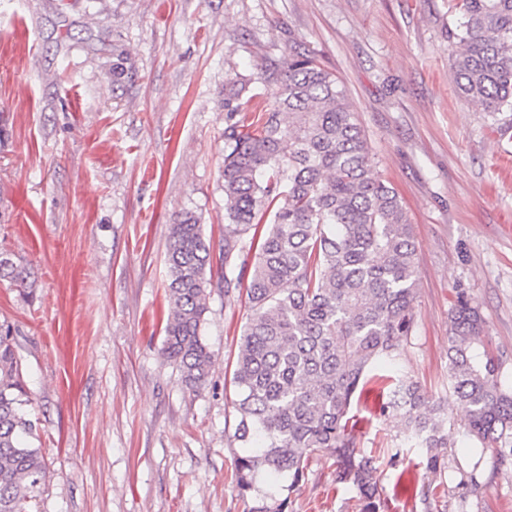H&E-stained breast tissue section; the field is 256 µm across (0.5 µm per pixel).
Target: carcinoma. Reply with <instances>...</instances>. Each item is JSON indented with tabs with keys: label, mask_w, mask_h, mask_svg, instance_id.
Segmentation results:
<instances>
[{
	"label": "carcinoma",
	"mask_w": 512,
	"mask_h": 512,
	"mask_svg": "<svg viewBox=\"0 0 512 512\" xmlns=\"http://www.w3.org/2000/svg\"><path fill=\"white\" fill-rule=\"evenodd\" d=\"M448 28L458 91L487 112H512V0H457ZM269 107L246 116L252 79L224 82V288L250 277V315L234 361L238 422L236 487L257 477L288 480L293 492L309 456L336 459V480L355 489L363 512H382L376 461L357 448L353 399L368 372L398 364L415 328L417 270L412 225L397 192L374 171L345 90L317 59L293 50L263 78ZM239 258V267L231 260ZM169 309L164 357L194 389L213 354L203 340L213 256L190 212L170 225ZM0 280L25 292L31 271L0 252ZM480 311L462 299L448 347L449 399L469 417V433L512 448V385L482 346ZM32 398L11 330L0 326V512H34L47 467L30 445ZM400 411L404 442L423 449L426 474L442 475L454 442L447 407L408 377L395 379L382 411ZM288 497H264L251 512H288Z\"/></svg>",
	"instance_id": "1"
}]
</instances>
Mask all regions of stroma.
I'll return each mask as SVG.
<instances>
[{
    "mask_svg": "<svg viewBox=\"0 0 512 512\" xmlns=\"http://www.w3.org/2000/svg\"><path fill=\"white\" fill-rule=\"evenodd\" d=\"M453 0H0V249L34 274L0 283L48 473L41 512H250L231 478V383L245 288L224 289V81L308 51L345 86L375 170L414 227L416 326L400 375L448 397L460 299L512 382V112L457 95ZM198 218L215 256L203 338L213 364L186 387L162 355L169 226ZM373 371L353 401L357 445L376 459L385 512H512V464L469 436L440 478L403 420L380 410ZM314 454L290 512H361Z\"/></svg>",
    "mask_w": 512,
    "mask_h": 512,
    "instance_id": "1",
    "label": "stroma"
}]
</instances>
